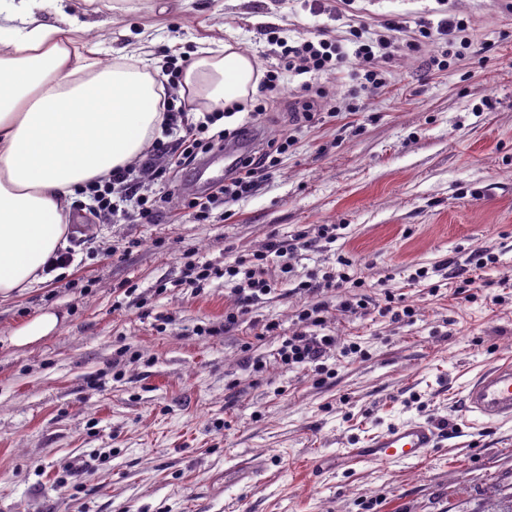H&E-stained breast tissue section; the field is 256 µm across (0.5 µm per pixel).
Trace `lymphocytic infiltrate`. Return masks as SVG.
Wrapping results in <instances>:
<instances>
[{
  "label": "lymphocytic infiltrate",
  "mask_w": 512,
  "mask_h": 512,
  "mask_svg": "<svg viewBox=\"0 0 512 512\" xmlns=\"http://www.w3.org/2000/svg\"><path fill=\"white\" fill-rule=\"evenodd\" d=\"M269 43L282 48V56L291 69L321 72L342 67L349 59L370 60L372 47L358 43L354 53L328 39L307 40L297 46L286 45L278 29L266 32ZM165 139H154L143 156L133 165L114 169L106 178L88 182L82 189L90 201L91 215L102 224H116L135 217L145 224L157 223L161 214L158 198L143 191V177L165 182L170 177L189 170L200 155L223 148L229 142L239 140L248 134L247 127L216 129L221 115L209 112L202 120H194L186 106L167 101L165 106ZM288 147L287 140L268 141L266 149L256 157L246 156L224 183L212 186L202 196L189 199L187 206L194 210L199 219H207L210 210L229 197H246L254 193L259 184L268 177L278 163L279 155ZM288 249L280 241H271L265 251L240 255L217 268L208 264H192L188 267L185 283L193 289L203 288L211 278L233 281L239 300L247 301L270 294L274 285L266 279L263 267L269 256L286 257ZM336 346L335 336L309 335L299 332L283 339L278 351V360L288 367L314 368L322 371L323 361L328 352Z\"/></svg>",
  "instance_id": "1"
}]
</instances>
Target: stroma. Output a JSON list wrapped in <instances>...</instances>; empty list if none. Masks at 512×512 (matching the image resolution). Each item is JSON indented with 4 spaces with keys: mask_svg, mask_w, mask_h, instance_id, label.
I'll list each match as a JSON object with an SVG mask.
<instances>
[{
    "mask_svg": "<svg viewBox=\"0 0 512 512\" xmlns=\"http://www.w3.org/2000/svg\"><path fill=\"white\" fill-rule=\"evenodd\" d=\"M87 25L102 62L116 50L156 61L234 44L259 71L280 75L254 92L263 140L290 145L253 195L207 220L186 199L224 178L208 159L170 186L161 223L101 224L71 205L74 261L25 297L0 302V512H494L512 492V421L473 422L464 384L512 362V11L503 0H64ZM462 20L457 45L424 38L421 22ZM288 44L326 34L353 50L361 33L385 80L353 65L301 73L279 65ZM448 55L447 67L435 58ZM329 110L300 120L303 86ZM337 225L335 241L318 227ZM307 247L265 268L277 288L248 302L237 326L233 282L185 288L187 263L223 266L270 239ZM495 264L480 269L475 254ZM354 259L360 293L403 295L413 315L342 312L345 296L300 282ZM452 263L456 278L440 264ZM430 279L412 283L416 269ZM484 295L455 299L459 276ZM439 292H432L433 283ZM321 302L340 344L364 353L290 369L275 353ZM59 331L19 350L8 338L43 310ZM278 323V335L260 337ZM405 421L440 441L418 463L344 471L341 448ZM257 464L241 477L242 461ZM322 467L307 473L312 460Z\"/></svg>",
    "mask_w": 512,
    "mask_h": 512,
    "instance_id": "stroma-1",
    "label": "stroma"
}]
</instances>
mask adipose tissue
Returning a JSON list of instances; mask_svg holds the SVG:
<instances>
[{"instance_id":"adipose-tissue-1","label":"adipose tissue","mask_w":512,"mask_h":512,"mask_svg":"<svg viewBox=\"0 0 512 512\" xmlns=\"http://www.w3.org/2000/svg\"><path fill=\"white\" fill-rule=\"evenodd\" d=\"M40 0H0V301L51 278L67 247L73 198L89 181L133 164L160 133L165 90L134 54L102 65L71 17L35 19ZM259 82L255 61L233 45L202 48L182 87L213 111Z\"/></svg>"}]
</instances>
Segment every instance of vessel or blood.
<instances>
[{"label":"vessel or blood","mask_w":512,"mask_h":512,"mask_svg":"<svg viewBox=\"0 0 512 512\" xmlns=\"http://www.w3.org/2000/svg\"><path fill=\"white\" fill-rule=\"evenodd\" d=\"M464 404L478 420L511 421L512 365H495L480 374L467 385ZM437 439L436 429L428 423L402 422L372 436L367 447L340 449L339 457L349 470L372 464L390 469L424 459Z\"/></svg>","instance_id":"b4317fda"}]
</instances>
